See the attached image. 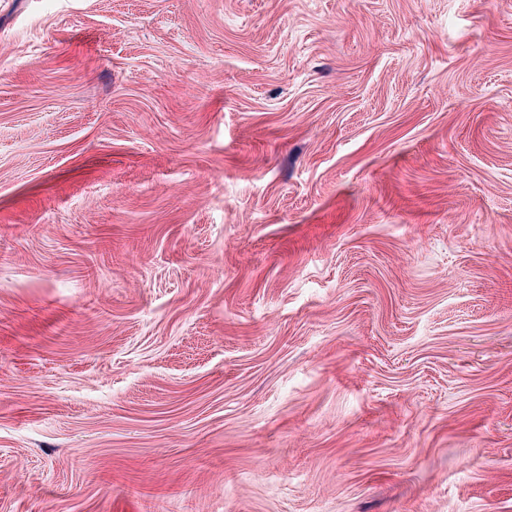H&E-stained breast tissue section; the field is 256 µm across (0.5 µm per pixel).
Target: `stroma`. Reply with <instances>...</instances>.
Wrapping results in <instances>:
<instances>
[{"label":"stroma","instance_id":"35a3bbf8","mask_svg":"<svg viewBox=\"0 0 512 512\" xmlns=\"http://www.w3.org/2000/svg\"><path fill=\"white\" fill-rule=\"evenodd\" d=\"M0 512H512V0H0Z\"/></svg>","mask_w":512,"mask_h":512}]
</instances>
